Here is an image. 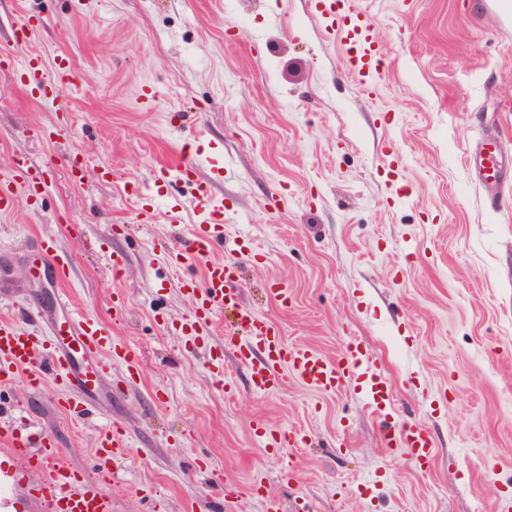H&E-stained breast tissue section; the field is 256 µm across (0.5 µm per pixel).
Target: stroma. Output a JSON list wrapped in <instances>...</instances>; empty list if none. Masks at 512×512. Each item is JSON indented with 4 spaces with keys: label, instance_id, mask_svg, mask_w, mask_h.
I'll return each instance as SVG.
<instances>
[{
    "label": "stroma",
    "instance_id": "1",
    "mask_svg": "<svg viewBox=\"0 0 512 512\" xmlns=\"http://www.w3.org/2000/svg\"><path fill=\"white\" fill-rule=\"evenodd\" d=\"M359 2L386 57L371 95L311 0H0V177L21 158L47 168L39 208L0 214V314L45 339L89 315L116 343L83 416L62 408L73 392L60 379L24 372L0 387V416L42 431L78 478L106 487L112 512H266L270 500L280 512H512V173L493 206L465 165L487 133L512 157V27L478 0ZM24 13L46 24L20 43ZM31 52L49 74L68 55L75 84L30 99L15 70ZM200 129L224 151L223 179L204 164L198 178L230 214L217 255L241 264L242 305L330 359L360 341L400 418L431 434L429 470L386 446L357 383L322 394L292 377L257 394L224 322L177 335L192 309L182 282L202 269L173 267L162 245L197 224L193 189L171 178L183 221L148 224L122 184L151 182ZM75 151L88 162L78 184ZM103 167L120 183L100 181ZM44 243L67 281L33 268ZM275 282L287 300L269 295ZM219 348L229 394L207 369ZM110 421L130 443L114 461L97 445ZM260 422L304 440L265 446Z\"/></svg>",
    "mask_w": 512,
    "mask_h": 512
}]
</instances>
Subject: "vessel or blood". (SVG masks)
Instances as JSON below:
<instances>
[{"instance_id": "vessel-or-blood-1", "label": "vessel or blood", "mask_w": 512, "mask_h": 512, "mask_svg": "<svg viewBox=\"0 0 512 512\" xmlns=\"http://www.w3.org/2000/svg\"><path fill=\"white\" fill-rule=\"evenodd\" d=\"M314 11L325 29L332 31L343 51L348 72L364 91L376 88L375 78L385 64L376 39L373 18L362 10L358 0H314ZM75 72L67 58H59L55 75L44 72L38 53L26 55L17 71V78L29 97L45 99L55 94L60 83L72 81ZM512 159L500 157L494 141H486L470 155L474 179L488 193H495ZM18 181L0 180V213L12 211L19 193L35 198L40 194V171L26 160L16 166ZM198 163L194 156L178 158L172 166L161 167V174L176 171L180 180L192 184L200 222L193 231L167 250L173 266L196 261L203 267L201 282L185 285L194 302L190 315L179 330L196 336L209 329L216 316L233 314L235 321L225 343L233 348L239 361L247 368L254 392L266 393L280 387L285 374H293L320 393H332L350 381H357L360 395L371 413L386 426L387 444L407 448L418 468L430 466L432 441L420 427L396 423L397 411L388 382L372 365L361 342L350 341L336 360L328 361L306 347L283 344L279 326L260 317L240 302L239 265L214 258L215 249L224 243L222 226L224 206L215 200L208 187L197 179ZM110 345L108 331L90 319L79 317L68 329H56L48 348L44 370L63 381L80 386L90 382L88 369L76 368L74 351H81L86 360L102 354ZM38 343L18 324L0 320V383L10 381L14 374L27 370L34 383H41L42 372L33 371ZM37 439L35 433L22 429L12 420L0 419V450L23 454ZM101 447L112 454L128 450L126 435L119 425L105 427ZM53 464L43 474L35 490L49 512H112V498L102 485L78 483L62 452L52 454Z\"/></svg>"}]
</instances>
